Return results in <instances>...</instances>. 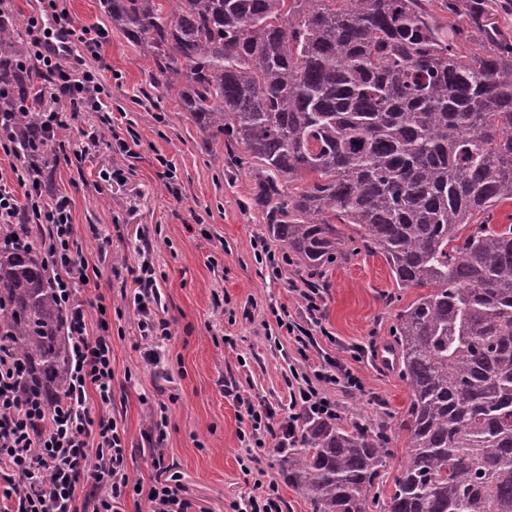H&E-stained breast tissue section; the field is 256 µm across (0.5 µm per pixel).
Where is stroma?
I'll use <instances>...</instances> for the list:
<instances>
[{"mask_svg":"<svg viewBox=\"0 0 512 512\" xmlns=\"http://www.w3.org/2000/svg\"><path fill=\"white\" fill-rule=\"evenodd\" d=\"M68 8L79 23L107 30L103 77L112 109L66 116L62 149L82 159L58 161L50 171L51 191L71 198L78 245L97 263L112 300V413L127 431L130 482L151 484L152 416L163 403L165 460L178 472L191 512H233L252 493L254 478L241 466L247 452L239 433L248 422L226 385L283 415L292 372L309 375L335 359L363 383L359 391L330 388L338 423L393 433L391 454L370 490L388 497L406 462L405 438L395 428L410 392L397 367L379 356L393 340L398 311L418 289L397 288L384 259L359 240L349 243L347 260L314 278L283 263L281 244L250 202L251 180L226 162L225 145L205 144L189 113L154 77L152 61L112 25L99 0H69ZM92 130L99 135L94 143L86 137ZM131 135L140 148L120 153L117 138ZM160 155L174 163V181L159 177ZM106 237L111 244L102 258ZM259 240L266 252L254 249ZM144 252L159 284L154 312L170 324L165 335L145 336L138 327L136 269ZM309 282L318 295L319 329L302 356L275 313L286 310L309 326L300 294ZM149 353L156 364L146 362ZM278 460L271 444L254 466L277 483L284 512H313Z\"/></svg>","mask_w":512,"mask_h":512,"instance_id":"stroma-1","label":"stroma"}]
</instances>
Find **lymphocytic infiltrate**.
<instances>
[{"instance_id": "lymphocytic-infiltrate-1", "label": "lymphocytic infiltrate", "mask_w": 512, "mask_h": 512, "mask_svg": "<svg viewBox=\"0 0 512 512\" xmlns=\"http://www.w3.org/2000/svg\"><path fill=\"white\" fill-rule=\"evenodd\" d=\"M37 16L29 20V51L41 64L39 76L50 89L53 106L41 107L40 123L50 131L62 125L63 111L100 112L105 108L106 87L95 64L102 59L106 33L97 26L76 25L66 0H39ZM67 29L84 48L83 55L59 56L44 49L45 19ZM16 186L0 184V224L24 221L45 227L40 241L42 260L63 306L67 334L71 339L68 394L54 411H46L40 398L23 399L19 368L0 352V512H112L114 502L131 492L126 473V430L111 412L112 334L106 313L111 299L94 295L97 316H90L82 292L97 283L99 274L82 257L72 224L68 196L46 198L38 178L28 167L14 168ZM23 187L16 197L15 187ZM140 286L142 332L168 333L167 321L152 310L159 294L155 270L141 263ZM361 389L360 378L337 361L314 370L312 377L289 385L288 414L277 419L274 409L240 399L250 424L241 441L248 451L265 448L267 439L286 442L297 426L310 416H332L336 404L325 395L323 385ZM98 406H91L90 397ZM151 441L154 480L147 493L150 512H190L191 504L175 476L170 475L162 448V422Z\"/></svg>"}]
</instances>
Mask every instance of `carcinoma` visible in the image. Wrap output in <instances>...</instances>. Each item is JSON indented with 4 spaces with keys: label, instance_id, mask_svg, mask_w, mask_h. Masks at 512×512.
Wrapping results in <instances>:
<instances>
[{
    "label": "carcinoma",
    "instance_id": "carcinoma-1",
    "mask_svg": "<svg viewBox=\"0 0 512 512\" xmlns=\"http://www.w3.org/2000/svg\"><path fill=\"white\" fill-rule=\"evenodd\" d=\"M101 2L199 129L240 149L231 164L290 258L310 272L342 259L347 224L397 287L427 289L396 316L411 400L384 512H512V224L488 219L512 200V36L496 19L512 0H438L445 24L423 0ZM35 75L0 0V126L19 157L54 165ZM20 232L39 236L0 228ZM64 319L36 250L0 245V348L50 407L68 385ZM388 445L316 417L279 452L314 512H370Z\"/></svg>",
    "mask_w": 512,
    "mask_h": 512
}]
</instances>
